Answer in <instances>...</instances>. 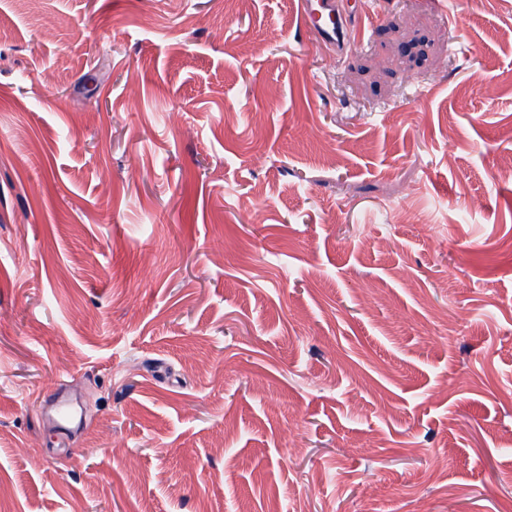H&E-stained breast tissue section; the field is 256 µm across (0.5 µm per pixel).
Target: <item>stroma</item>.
<instances>
[{"mask_svg": "<svg viewBox=\"0 0 512 512\" xmlns=\"http://www.w3.org/2000/svg\"><path fill=\"white\" fill-rule=\"evenodd\" d=\"M341 7L0 0V512H512V0ZM300 3L304 22L314 24L323 44L340 47L350 40L343 18L336 12L334 0H302Z\"/></svg>", "mask_w": 512, "mask_h": 512, "instance_id": "35a3bbf8", "label": "stroma"}]
</instances>
